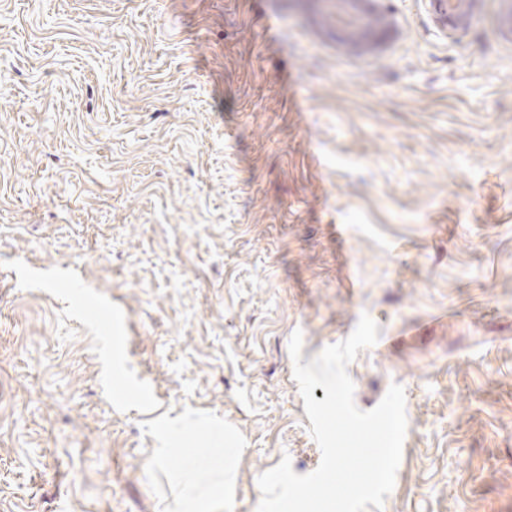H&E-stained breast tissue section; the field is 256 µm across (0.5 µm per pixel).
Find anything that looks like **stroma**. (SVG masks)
Wrapping results in <instances>:
<instances>
[{"mask_svg": "<svg viewBox=\"0 0 512 512\" xmlns=\"http://www.w3.org/2000/svg\"><path fill=\"white\" fill-rule=\"evenodd\" d=\"M385 5L357 54L318 0H0V512H167L214 423L212 512H256L321 461L290 336L364 313L355 403L406 398L382 512H512L504 4ZM445 0H433L436 10L440 13L443 24L452 29L457 30L464 28L470 24L475 17L481 0H456L453 12L448 13L443 8Z\"/></svg>", "mask_w": 512, "mask_h": 512, "instance_id": "stroma-1", "label": "stroma"}]
</instances>
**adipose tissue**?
<instances>
[{"label":"adipose tissue","instance_id":"adipose-tissue-1","mask_svg":"<svg viewBox=\"0 0 512 512\" xmlns=\"http://www.w3.org/2000/svg\"><path fill=\"white\" fill-rule=\"evenodd\" d=\"M232 454L231 443L224 437L222 428L214 427L209 431V445L205 448L191 449L184 456L182 475L190 481L189 490L177 494L173 501V512H208L210 503L224 496V464ZM208 470L212 482L204 487L194 485L198 470Z\"/></svg>","mask_w":512,"mask_h":512}]
</instances>
